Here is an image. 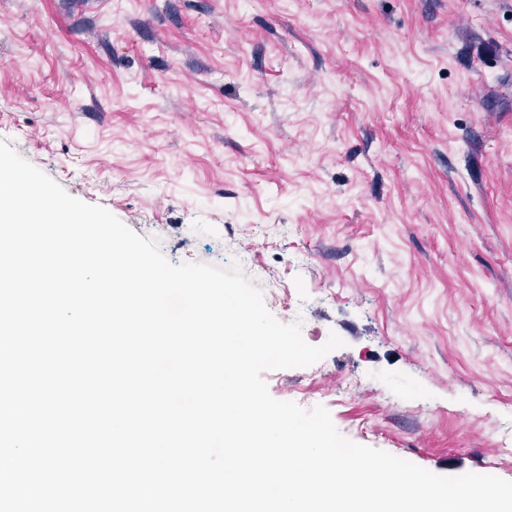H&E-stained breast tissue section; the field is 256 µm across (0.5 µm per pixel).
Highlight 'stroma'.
<instances>
[{"instance_id": "1", "label": "stroma", "mask_w": 512, "mask_h": 512, "mask_svg": "<svg viewBox=\"0 0 512 512\" xmlns=\"http://www.w3.org/2000/svg\"><path fill=\"white\" fill-rule=\"evenodd\" d=\"M0 139L343 339L273 398L512 481V0H0Z\"/></svg>"}]
</instances>
